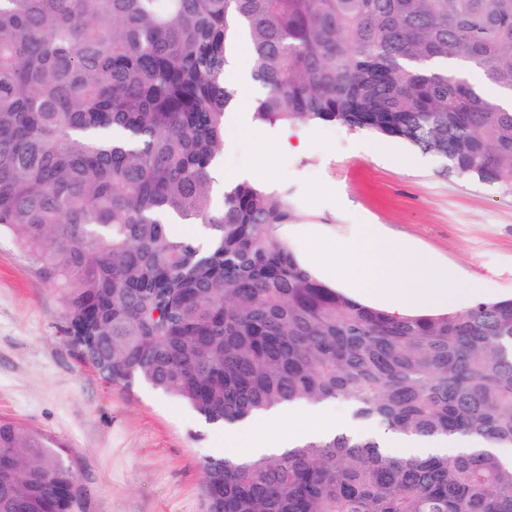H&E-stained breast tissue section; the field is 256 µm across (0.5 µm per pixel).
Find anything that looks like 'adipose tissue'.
Listing matches in <instances>:
<instances>
[{"mask_svg":"<svg viewBox=\"0 0 512 512\" xmlns=\"http://www.w3.org/2000/svg\"><path fill=\"white\" fill-rule=\"evenodd\" d=\"M335 269L337 278L350 285L355 299H378L394 316L471 303L481 295L478 284L461 285L457 276L439 267L430 254L393 242L373 224ZM283 421L288 424L287 435L276 440L268 437L269 428ZM347 427V422L332 417L330 409L286 405L251 420L243 434L227 431L225 445L234 457L276 453L290 443Z\"/></svg>","mask_w":512,"mask_h":512,"instance_id":"adipose-tissue-1","label":"adipose tissue"}]
</instances>
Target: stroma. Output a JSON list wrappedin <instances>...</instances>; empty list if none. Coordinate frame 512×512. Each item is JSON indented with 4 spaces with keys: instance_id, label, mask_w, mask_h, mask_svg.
<instances>
[{
    "instance_id": "obj_1",
    "label": "stroma",
    "mask_w": 512,
    "mask_h": 512,
    "mask_svg": "<svg viewBox=\"0 0 512 512\" xmlns=\"http://www.w3.org/2000/svg\"><path fill=\"white\" fill-rule=\"evenodd\" d=\"M304 149L282 150L278 127L231 115L224 172L287 194L297 217L277 225L316 274L366 224L431 253L483 295L512 296V192L454 175L389 139L296 125ZM64 298L10 236L0 237V418L58 444L85 489L83 512H206V459L222 431L144 382L107 383L63 334Z\"/></svg>"
}]
</instances>
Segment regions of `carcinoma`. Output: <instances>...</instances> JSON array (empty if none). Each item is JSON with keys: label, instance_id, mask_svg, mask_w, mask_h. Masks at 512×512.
I'll list each match as a JSON object with an SVG mask.
<instances>
[{"label": "carcinoma", "instance_id": "1", "mask_svg": "<svg viewBox=\"0 0 512 512\" xmlns=\"http://www.w3.org/2000/svg\"><path fill=\"white\" fill-rule=\"evenodd\" d=\"M242 41L255 122L404 141L512 191V0H0V233L63 292L65 334L218 428L345 400L383 432L512 448L511 297L390 315L275 236L284 195L215 189ZM61 458L0 420V512L81 504ZM203 493L207 512H512V463L337 434L212 457Z\"/></svg>", "mask_w": 512, "mask_h": 512}]
</instances>
